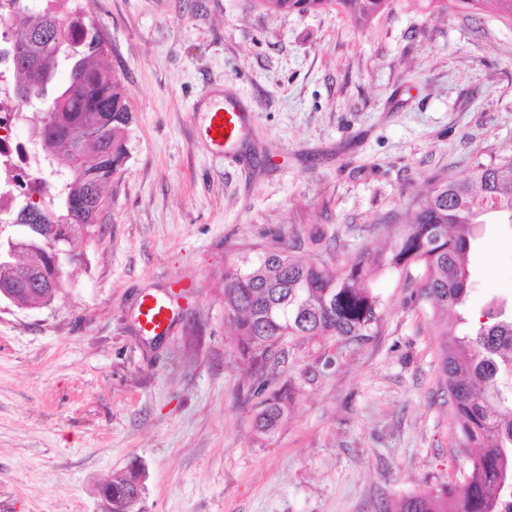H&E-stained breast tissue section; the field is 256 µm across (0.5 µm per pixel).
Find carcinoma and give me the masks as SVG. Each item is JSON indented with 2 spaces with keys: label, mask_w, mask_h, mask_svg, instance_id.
Listing matches in <instances>:
<instances>
[{
  "label": "carcinoma",
  "mask_w": 512,
  "mask_h": 512,
  "mask_svg": "<svg viewBox=\"0 0 512 512\" xmlns=\"http://www.w3.org/2000/svg\"><path fill=\"white\" fill-rule=\"evenodd\" d=\"M439 12L476 11L483 0H425ZM278 10L306 14L338 7L365 25L391 0H262ZM35 14L26 31L39 39L38 69L30 66L32 47L11 37V14ZM0 35L16 47L10 62L14 83L3 88L15 112L38 111L45 98L57 104L43 116L33 137L35 188L14 212L22 228L0 242V261L11 248L47 250L49 224H75L89 230L109 206L103 187L127 162L126 132L132 122L123 80L101 64L103 39L86 5L78 0H0ZM63 155L66 170L54 166ZM408 223L389 224L384 248L365 244L331 270L333 252L307 263L296 260L286 242L258 256L244 253L224 269V318L240 355L263 369L286 336L300 340L334 337L360 342L380 320L382 299L373 280L390 271L422 269L421 297L434 314L453 311L469 325L459 335L448 322L437 331L443 392L450 427L466 448L476 449L461 488L446 486L409 496L400 512H512V318L495 302L467 310L468 258L473 228L494 217L512 224V154L475 165L464 180L434 183L427 196L407 208ZM292 400L288 386L271 390L259 402L258 430L273 431ZM130 468L112 478L117 490L137 487Z\"/></svg>",
  "instance_id": "1"
}]
</instances>
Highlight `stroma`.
<instances>
[{"mask_svg": "<svg viewBox=\"0 0 512 512\" xmlns=\"http://www.w3.org/2000/svg\"><path fill=\"white\" fill-rule=\"evenodd\" d=\"M103 62L133 122L110 205L74 246L50 305L0 301V512H102L99 487L146 472L142 512H392L461 484L435 320L411 277L375 286L357 344L286 339L269 362L294 398L254 428L260 377L224 319V267L284 241L387 245L379 226L436 178L512 152V20L392 0L367 27L340 9L258 0H91ZM246 126L227 154L201 139L212 94ZM469 305L512 296V226L484 225ZM173 301L161 338L144 295Z\"/></svg>", "mask_w": 512, "mask_h": 512, "instance_id": "stroma-1", "label": "stroma"}]
</instances>
